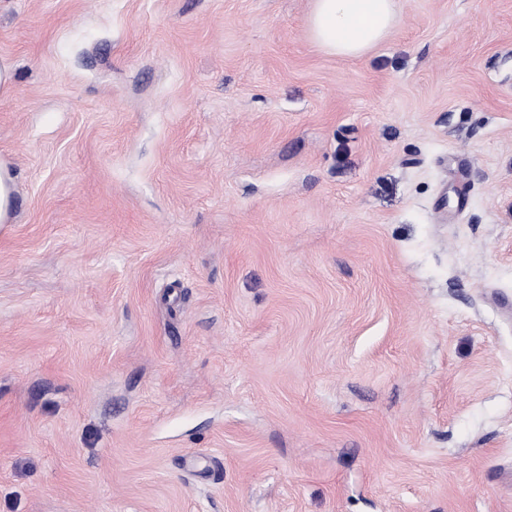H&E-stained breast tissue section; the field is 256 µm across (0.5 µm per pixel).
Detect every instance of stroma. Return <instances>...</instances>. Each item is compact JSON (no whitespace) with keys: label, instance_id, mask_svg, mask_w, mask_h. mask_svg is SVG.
Returning a JSON list of instances; mask_svg holds the SVG:
<instances>
[{"label":"stroma","instance_id":"obj_1","mask_svg":"<svg viewBox=\"0 0 512 512\" xmlns=\"http://www.w3.org/2000/svg\"><path fill=\"white\" fill-rule=\"evenodd\" d=\"M0 0V512H512V0ZM398 0H314L309 26L326 52L358 59L396 25ZM15 176L9 166L0 162V223L11 221L14 207Z\"/></svg>","mask_w":512,"mask_h":512}]
</instances>
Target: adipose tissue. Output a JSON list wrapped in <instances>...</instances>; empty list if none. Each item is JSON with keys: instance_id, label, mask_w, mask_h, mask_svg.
Here are the masks:
<instances>
[{"instance_id": "adipose-tissue-1", "label": "adipose tissue", "mask_w": 512, "mask_h": 512, "mask_svg": "<svg viewBox=\"0 0 512 512\" xmlns=\"http://www.w3.org/2000/svg\"><path fill=\"white\" fill-rule=\"evenodd\" d=\"M398 0H314L309 26L326 52L358 59L394 28Z\"/></svg>"}]
</instances>
